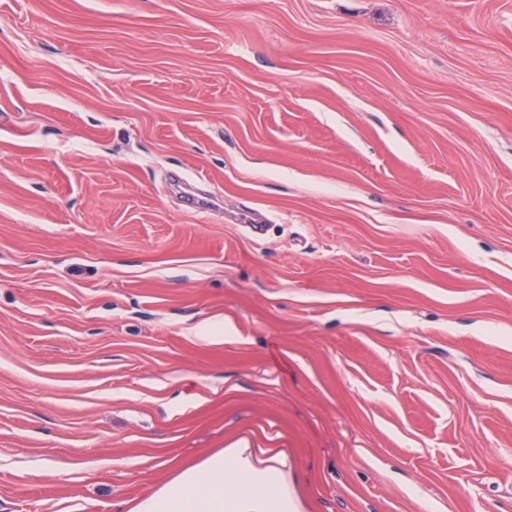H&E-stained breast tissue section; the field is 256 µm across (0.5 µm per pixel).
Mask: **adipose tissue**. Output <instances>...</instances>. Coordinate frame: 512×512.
I'll return each instance as SVG.
<instances>
[{
    "label": "adipose tissue",
    "mask_w": 512,
    "mask_h": 512,
    "mask_svg": "<svg viewBox=\"0 0 512 512\" xmlns=\"http://www.w3.org/2000/svg\"><path fill=\"white\" fill-rule=\"evenodd\" d=\"M132 512H295L274 459L229 448L182 472Z\"/></svg>",
    "instance_id": "obj_1"
}]
</instances>
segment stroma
<instances>
[{
	"label": "stroma",
	"mask_w": 512,
	"mask_h": 512,
	"mask_svg": "<svg viewBox=\"0 0 512 512\" xmlns=\"http://www.w3.org/2000/svg\"><path fill=\"white\" fill-rule=\"evenodd\" d=\"M225 448L512 512V0H0V512Z\"/></svg>",
	"instance_id": "1"
}]
</instances>
